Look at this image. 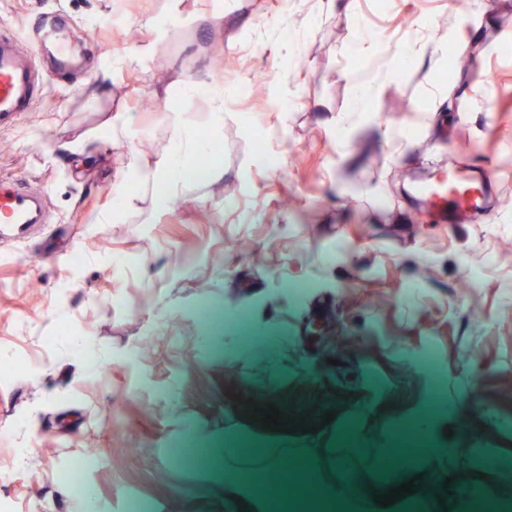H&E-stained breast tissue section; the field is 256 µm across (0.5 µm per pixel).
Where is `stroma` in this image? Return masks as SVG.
Returning <instances> with one entry per match:
<instances>
[{"mask_svg":"<svg viewBox=\"0 0 512 512\" xmlns=\"http://www.w3.org/2000/svg\"><path fill=\"white\" fill-rule=\"evenodd\" d=\"M45 10L70 16L92 68L0 127V178L40 181L55 218L0 236V471L15 474L0 512H261L254 491L225 499L208 463H171L243 433L379 495L422 474L427 492L404 512H444L449 476L459 501L512 490V452L485 477L444 444L474 414L502 428L484 395L512 389V0L466 14L453 0H0V21L27 27ZM298 54L308 66L284 83ZM364 82L377 91L361 112ZM177 110L219 176L164 209L137 181L126 208L134 169L169 154ZM464 138L497 178L501 219L485 228L435 223L406 195ZM294 281L309 290L292 294ZM206 307L245 316L269 352L209 325ZM316 325L338 337L346 400L309 349ZM359 344L404 373L368 394L350 373L366 365ZM281 384L402 421L442 386L441 460L364 469L370 447L320 453L247 421L245 400L271 402ZM89 448L101 456L85 487L61 480Z\"/></svg>","mask_w":512,"mask_h":512,"instance_id":"35a3bbf8","label":"stroma"}]
</instances>
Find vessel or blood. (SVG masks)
<instances>
[{
	"label": "vessel or blood",
	"instance_id": "obj_1",
	"mask_svg": "<svg viewBox=\"0 0 512 512\" xmlns=\"http://www.w3.org/2000/svg\"><path fill=\"white\" fill-rule=\"evenodd\" d=\"M66 15L53 13L36 30L25 31L0 23V126L15 124L30 111L46 81L62 80L81 68L83 60L71 52ZM32 49H25V41ZM493 172L474 170L459 161L446 178L420 186L440 224H459L471 214L486 212L483 187L492 183ZM51 211L44 191L22 180L0 182V233L19 225L47 224Z\"/></svg>",
	"mask_w": 512,
	"mask_h": 512
}]
</instances>
